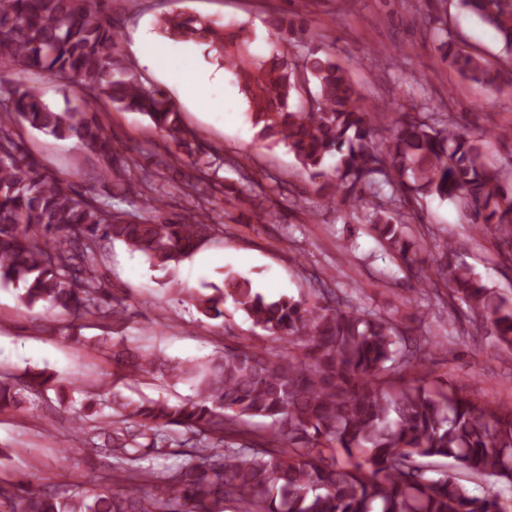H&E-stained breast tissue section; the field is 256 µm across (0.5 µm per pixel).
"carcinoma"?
<instances>
[{
  "instance_id": "carcinoma-1",
  "label": "carcinoma",
  "mask_w": 512,
  "mask_h": 512,
  "mask_svg": "<svg viewBox=\"0 0 512 512\" xmlns=\"http://www.w3.org/2000/svg\"><path fill=\"white\" fill-rule=\"evenodd\" d=\"M452 5L493 29L505 58L494 66L462 49L448 26L447 0H420L442 59L490 91L511 85L512 0ZM157 25L174 41L209 34L237 79L257 137L288 147L328 205H369L375 239L404 264L414 262V252L397 203L438 197L469 211L481 236L498 243L499 266H512V163L489 168L481 140L450 120L406 112L375 142L378 127L348 69L329 55L291 54L288 41L300 27L286 14L271 23L275 50L266 60L250 53L244 27L225 34L181 14L163 15ZM0 60L75 85L106 108L139 112L198 172L213 165L165 93L144 89L125 65L103 0H0ZM0 93L10 103L0 118V284L17 286L28 308L122 320L126 308L98 276L108 246L122 242L166 270L191 257L216 225L196 215L131 222L98 197H76L70 183L45 173L22 148L13 118L78 140L117 189L130 180L132 158L118 154L104 125L79 106L55 109L30 87L0 86ZM433 263L448 283V308L476 315L512 349V301L460 261L451 240ZM190 300L208 319L224 317L230 301L290 349L226 346L200 362L176 361L116 350L104 334L121 380L155 372L174 385L190 384L194 395L132 400L104 378L84 389L78 408L60 397L74 411L80 441L108 467L105 482L76 490L1 479L0 512H225L229 502L235 512H512V500L470 495L458 479L486 477L512 489V413L448 383L431 388L418 374L394 384L401 369L415 371L431 358L430 339L411 337L388 312L346 305L317 276L310 298L272 299L228 271L224 287ZM62 390L45 369L0 374V410ZM255 419L271 420L274 432L260 433ZM174 452L188 460L160 470L141 465L146 455ZM338 453L345 456L341 466Z\"/></svg>"
}]
</instances>
